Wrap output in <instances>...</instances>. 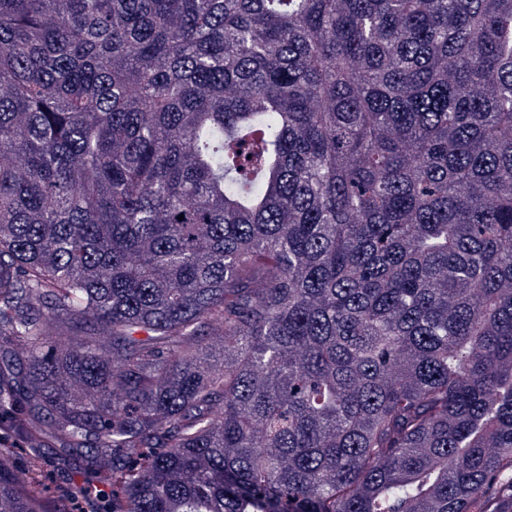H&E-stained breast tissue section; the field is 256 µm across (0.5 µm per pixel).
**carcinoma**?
I'll return each instance as SVG.
<instances>
[{"label":"carcinoma","instance_id":"obj_1","mask_svg":"<svg viewBox=\"0 0 512 512\" xmlns=\"http://www.w3.org/2000/svg\"><path fill=\"white\" fill-rule=\"evenodd\" d=\"M1 424L91 512H512V0H0Z\"/></svg>","mask_w":512,"mask_h":512}]
</instances>
